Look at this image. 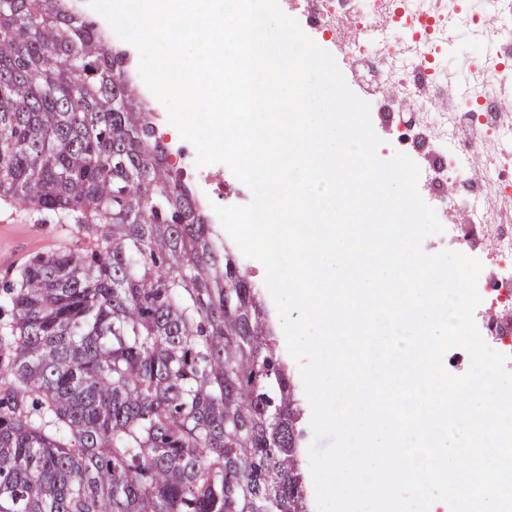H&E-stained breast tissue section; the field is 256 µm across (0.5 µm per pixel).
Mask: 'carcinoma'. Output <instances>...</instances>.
Listing matches in <instances>:
<instances>
[{"instance_id": "cac0c4a2", "label": "carcinoma", "mask_w": 512, "mask_h": 512, "mask_svg": "<svg viewBox=\"0 0 512 512\" xmlns=\"http://www.w3.org/2000/svg\"><path fill=\"white\" fill-rule=\"evenodd\" d=\"M166 151L100 26L0 0V203L88 239L4 291L0 512H309L268 310Z\"/></svg>"}]
</instances>
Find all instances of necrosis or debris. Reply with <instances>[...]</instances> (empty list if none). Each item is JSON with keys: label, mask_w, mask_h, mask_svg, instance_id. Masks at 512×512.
I'll return each instance as SVG.
<instances>
[{"label": "necrosis or debris", "mask_w": 512, "mask_h": 512, "mask_svg": "<svg viewBox=\"0 0 512 512\" xmlns=\"http://www.w3.org/2000/svg\"><path fill=\"white\" fill-rule=\"evenodd\" d=\"M304 33L341 51L352 84L376 89L377 112H412L389 126V144L420 168L451 249L476 256L485 246L495 268L481 272L477 327L508 356L512 324V0H293ZM478 54L464 57L459 82L447 66L457 30Z\"/></svg>", "instance_id": "1"}]
</instances>
